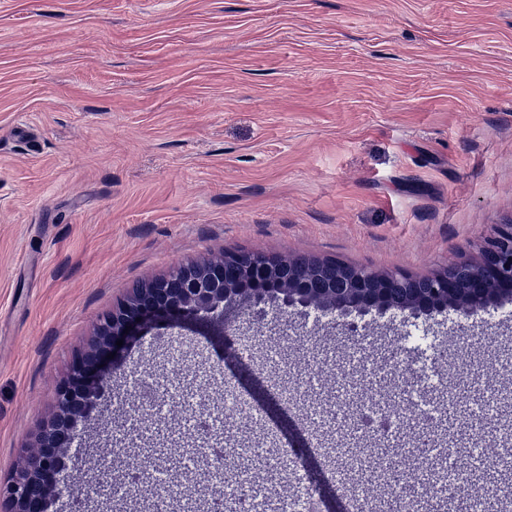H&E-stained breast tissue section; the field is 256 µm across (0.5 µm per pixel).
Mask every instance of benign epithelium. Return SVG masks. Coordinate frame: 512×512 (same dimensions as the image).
<instances>
[{
  "label": "benign epithelium",
  "instance_id": "obj_1",
  "mask_svg": "<svg viewBox=\"0 0 512 512\" xmlns=\"http://www.w3.org/2000/svg\"><path fill=\"white\" fill-rule=\"evenodd\" d=\"M291 257L279 254L230 252L210 261L211 272L202 280L194 269L183 267L182 287L162 291L155 299L131 293L102 315L89 348L73 358L68 377L56 393L53 414L41 428L24 465L5 483L0 482V512H42L44 501L58 494L61 473L68 466L67 447L101 396L109 368L149 330L171 323L206 326L209 317L226 302L245 299L258 307L251 312L260 321L262 303L276 298L286 307L300 305L336 313L348 330L357 325L346 321L352 313L364 315L398 311L407 317H431L447 311L465 320L512 297V224H501L475 260L460 259L430 277L431 287L411 297L394 295L399 274L378 272L356 265L336 271L343 281L339 288L309 287V271L300 268L282 279L279 268ZM226 264L242 267L246 277L238 282L224 280ZM123 341L117 346V341Z\"/></svg>",
  "mask_w": 512,
  "mask_h": 512
}]
</instances>
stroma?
<instances>
[{
    "mask_svg": "<svg viewBox=\"0 0 512 512\" xmlns=\"http://www.w3.org/2000/svg\"><path fill=\"white\" fill-rule=\"evenodd\" d=\"M512 222V0H0V480L25 460L73 357L139 282L227 251L308 255L424 277ZM201 335L151 330L112 365L70 447L99 499L178 512L154 489L229 447L255 493L296 496L265 432L224 406L233 368L375 394L512 390V301L476 324L371 312L372 341L331 315L241 305ZM253 341L239 358L237 331ZM403 347L414 368L389 363ZM157 398L139 400V380ZM178 463L128 488L158 428Z\"/></svg>",
    "mask_w": 512,
    "mask_h": 512,
    "instance_id": "stroma-1",
    "label": "stroma"
}]
</instances>
